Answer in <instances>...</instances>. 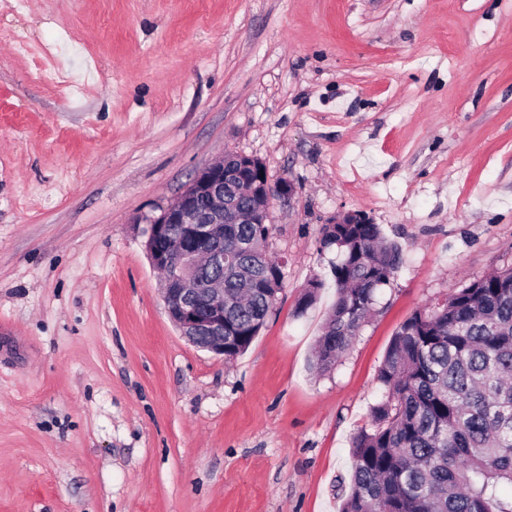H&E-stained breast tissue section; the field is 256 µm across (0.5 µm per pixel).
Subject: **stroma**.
<instances>
[{
    "label": "stroma",
    "mask_w": 512,
    "mask_h": 512,
    "mask_svg": "<svg viewBox=\"0 0 512 512\" xmlns=\"http://www.w3.org/2000/svg\"><path fill=\"white\" fill-rule=\"evenodd\" d=\"M0 0V512H339L399 326L512 266V0ZM26 51H17V44ZM53 82H45V73ZM295 192L235 360L145 250L228 152ZM403 263L325 374L338 214Z\"/></svg>",
    "instance_id": "stroma-1"
}]
</instances>
